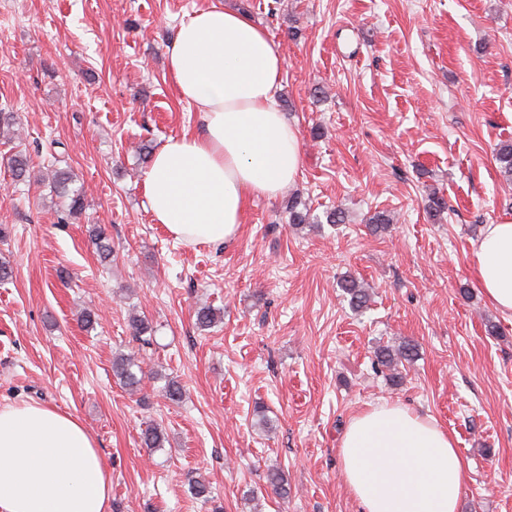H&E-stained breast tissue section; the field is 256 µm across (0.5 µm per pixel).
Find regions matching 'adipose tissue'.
Instances as JSON below:
<instances>
[{"label": "adipose tissue", "mask_w": 512, "mask_h": 512, "mask_svg": "<svg viewBox=\"0 0 512 512\" xmlns=\"http://www.w3.org/2000/svg\"><path fill=\"white\" fill-rule=\"evenodd\" d=\"M193 134L166 138L143 175L156 223L190 244L234 239L249 202L274 198L302 168L299 133L277 99L285 61L266 30L214 4L167 48ZM489 303L512 315V222L487 225L471 257ZM341 468L362 512H458L467 470L428 416L383 401L356 416ZM112 476L78 417L40 404L0 407V512H110Z\"/></svg>", "instance_id": "adipose-tissue-1"}]
</instances>
